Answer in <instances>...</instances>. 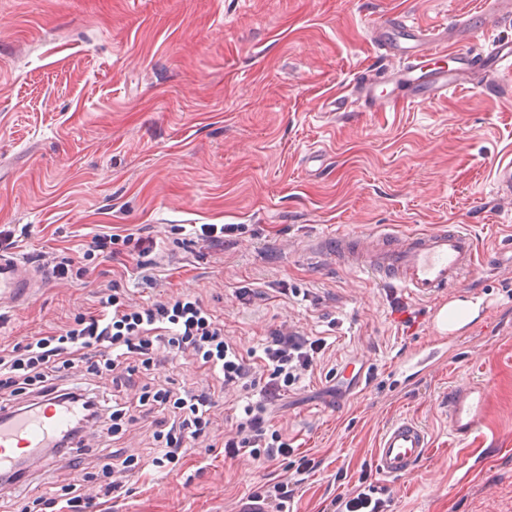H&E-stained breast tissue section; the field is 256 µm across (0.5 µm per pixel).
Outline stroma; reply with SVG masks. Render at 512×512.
I'll use <instances>...</instances> for the list:
<instances>
[{
	"instance_id": "35a3bbf8",
	"label": "stroma",
	"mask_w": 512,
	"mask_h": 512,
	"mask_svg": "<svg viewBox=\"0 0 512 512\" xmlns=\"http://www.w3.org/2000/svg\"><path fill=\"white\" fill-rule=\"evenodd\" d=\"M480 0H0V228L45 283L24 306L0 298V344L57 330L124 288L141 303L201 295L242 351L284 326L325 338L318 366L271 422L317 466L290 512H326L407 417L429 433L419 467L380 480L393 512H512V74L393 112L326 104L371 66L384 16L437 29ZM225 225L224 243H183L177 225ZM457 224L479 262L444 301L481 299L459 331L435 302L321 256L337 231L401 233ZM120 227L153 245L157 284L127 252L74 282L90 232ZM264 293L238 299L237 289ZM401 299L408 312L395 309ZM432 368L413 373L417 358ZM483 383L480 432L448 431L450 386ZM286 463L187 458L148 467L90 512H234Z\"/></svg>"
}]
</instances>
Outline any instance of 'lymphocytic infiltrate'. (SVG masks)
Wrapping results in <instances>:
<instances>
[{
	"label": "lymphocytic infiltrate",
	"mask_w": 512,
	"mask_h": 512,
	"mask_svg": "<svg viewBox=\"0 0 512 512\" xmlns=\"http://www.w3.org/2000/svg\"><path fill=\"white\" fill-rule=\"evenodd\" d=\"M326 347L324 338L275 328L261 340L259 352L245 354L200 296L183 294L133 305L113 288L102 293L94 311L75 317L59 332L29 336L0 350V389H9L12 397L11 403L0 404V421L45 404H68L78 410L70 429L54 438L50 450L52 457L66 460L74 476L61 489L33 498L37 512H88L92 503L84 492V462L76 457L86 432L111 438L148 412L160 415L151 458L124 448L110 451L99 497L120 498L131 478L146 466H176L188 456L220 447L229 459H292L294 478L267 481L253 493L271 512H288L298 475L313 469L315 461L305 455L294 457L267 410L317 367ZM177 357L189 358L206 373L209 384L146 382V375ZM81 365L87 380H71L70 370ZM103 372L112 375L111 391L100 390L93 382ZM134 388L139 391L137 400L123 398V391ZM229 391L245 394L247 402L222 443L215 445L208 441L212 410L219 394ZM331 505L333 512H391L390 498L365 472Z\"/></svg>",
	"instance_id": "f902f5d3"
}]
</instances>
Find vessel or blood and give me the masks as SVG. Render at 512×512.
<instances>
[{
	"label": "vessel or blood",
	"mask_w": 512,
	"mask_h": 512,
	"mask_svg": "<svg viewBox=\"0 0 512 512\" xmlns=\"http://www.w3.org/2000/svg\"><path fill=\"white\" fill-rule=\"evenodd\" d=\"M512 20V0H481L480 9L456 20L448 30L435 31L384 18L375 25L381 44L398 64L379 75L370 69L354 84L337 90L333 105L344 110L350 99L360 100L364 111L384 112L402 103L433 101L447 96L475 76L499 78L512 62V39H495L486 51L471 52L465 43L491 21ZM452 56V68H434L432 56ZM322 250L350 269L364 272L416 298L431 300L465 280L476 261L470 233L452 227L428 232L397 234L340 233L328 235ZM42 281L39 274L13 256L0 254V294L23 305ZM486 388L472 382L449 388L448 428L457 439L476 434L486 418ZM72 408L44 405L0 422V473H10L21 457L39 458L54 437L72 422ZM430 448L424 426L407 417L391 422L383 431L374 455V470L396 480L413 470Z\"/></svg>",
	"instance_id": "b4317fda"
}]
</instances>
